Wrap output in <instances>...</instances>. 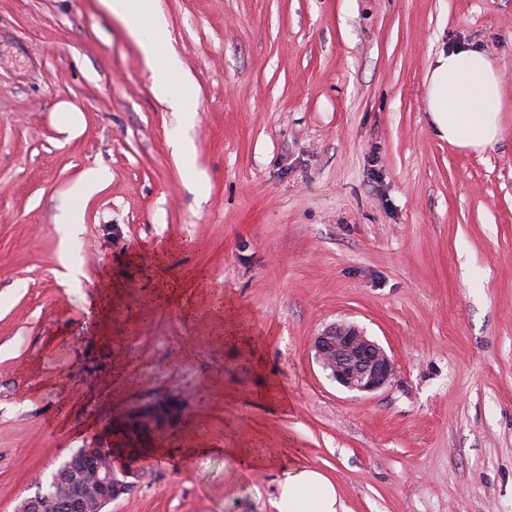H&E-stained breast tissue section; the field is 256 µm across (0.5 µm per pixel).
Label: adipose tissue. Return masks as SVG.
Here are the masks:
<instances>
[{
    "label": "adipose tissue",
    "instance_id": "adipose-tissue-1",
    "mask_svg": "<svg viewBox=\"0 0 512 512\" xmlns=\"http://www.w3.org/2000/svg\"><path fill=\"white\" fill-rule=\"evenodd\" d=\"M154 67L158 98L193 125L196 109L188 103L189 83L176 57L166 53L167 22L155 0H106ZM503 88L499 72L485 52L457 47L439 53L427 81V110L441 138L482 150L500 130ZM275 512H350L335 482L323 472L296 464L279 481Z\"/></svg>",
    "mask_w": 512,
    "mask_h": 512
}]
</instances>
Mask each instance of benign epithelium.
<instances>
[{
	"mask_svg": "<svg viewBox=\"0 0 512 512\" xmlns=\"http://www.w3.org/2000/svg\"><path fill=\"white\" fill-rule=\"evenodd\" d=\"M311 348L328 377L350 391H377L393 375L391 357L355 324L327 326L313 337ZM182 410L180 402L155 400L112 421V427L144 440L173 426ZM146 453L116 450L107 456L103 449L88 446L77 457L64 459L48 478L35 475V494L19 501L14 512H109L108 507L136 484L139 473L132 464Z\"/></svg>",
	"mask_w": 512,
	"mask_h": 512,
	"instance_id": "7a95c632",
	"label": "benign epithelium"
}]
</instances>
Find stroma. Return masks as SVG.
<instances>
[{
	"mask_svg": "<svg viewBox=\"0 0 512 512\" xmlns=\"http://www.w3.org/2000/svg\"><path fill=\"white\" fill-rule=\"evenodd\" d=\"M157 2L188 130L101 0H0V512L180 394L112 512H274L299 462L350 512H512V0ZM465 45L503 85L479 152L425 102ZM341 321L392 358L383 388L316 361ZM182 405V402H172L167 399L155 400L141 406L135 412L128 413L117 420L113 419L112 427L121 429L134 439L145 440L160 428L168 431L180 418Z\"/></svg>",
	"mask_w": 512,
	"mask_h": 512,
	"instance_id": "1",
	"label": "stroma"
}]
</instances>
